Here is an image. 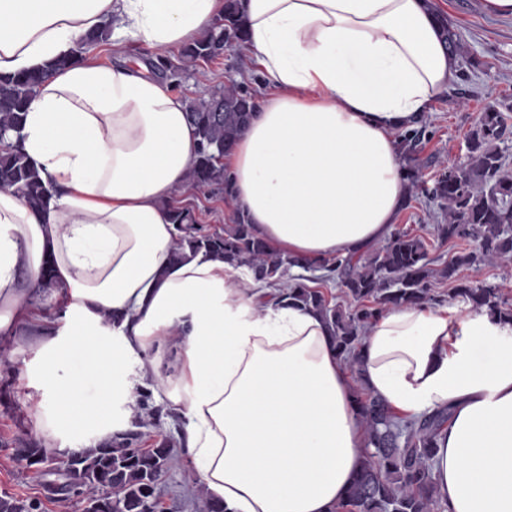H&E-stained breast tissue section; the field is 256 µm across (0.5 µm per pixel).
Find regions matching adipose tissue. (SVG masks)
Here are the masks:
<instances>
[{"instance_id": "obj_1", "label": "adipose tissue", "mask_w": 512, "mask_h": 512, "mask_svg": "<svg viewBox=\"0 0 512 512\" xmlns=\"http://www.w3.org/2000/svg\"><path fill=\"white\" fill-rule=\"evenodd\" d=\"M433 2L243 0L268 87L224 159L227 191L277 251L306 263L392 234L406 195L394 133L457 76ZM223 14L224 0H0V74L46 72L21 135L49 190L35 211L0 189V338H17L29 386L52 404L34 416L56 457L110 442L147 387L183 422L178 458L225 512H331L366 448L322 321L247 267L171 265L169 201L197 148L186 102L145 63L75 53L109 23L160 55ZM47 260L61 314L32 296ZM34 322L42 337L24 335ZM74 357L81 373L65 369ZM363 359L396 414L450 409L433 467L447 512H512V324L403 306L376 319Z\"/></svg>"}]
</instances>
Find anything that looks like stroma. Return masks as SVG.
<instances>
[{"mask_svg": "<svg viewBox=\"0 0 512 512\" xmlns=\"http://www.w3.org/2000/svg\"><path fill=\"white\" fill-rule=\"evenodd\" d=\"M447 15L463 51L457 57L458 76L448 91L436 96L415 123L421 132L414 162L425 181H433L442 166L464 161L466 138L480 112L488 107H512V18L494 17L481 7L480 0H436ZM264 78L250 55L227 52L217 61L181 73L176 88L186 99L204 98L229 86L260 94ZM177 205L191 206L203 224L223 231L232 223V208L223 194L200 191L183 185L174 194ZM445 213L421 194H414L401 212L396 226L422 236L432 256L450 257L454 244L438 242L434 225L443 223ZM22 360L0 365V496L42 500L44 512H83L80 498L59 502L45 498L44 476L28 468L18 449L39 444L32 417V390L19 377ZM201 485L195 471L175 463L164 477L157 512H200Z\"/></svg>", "mask_w": 512, "mask_h": 512, "instance_id": "stroma-1", "label": "stroma"}]
</instances>
